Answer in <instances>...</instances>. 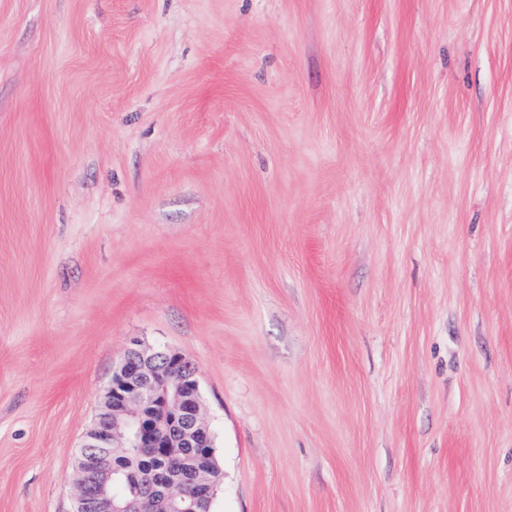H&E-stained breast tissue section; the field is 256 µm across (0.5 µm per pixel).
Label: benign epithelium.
<instances>
[{"label": "benign epithelium", "instance_id": "benign-epithelium-1", "mask_svg": "<svg viewBox=\"0 0 512 512\" xmlns=\"http://www.w3.org/2000/svg\"><path fill=\"white\" fill-rule=\"evenodd\" d=\"M137 448L159 462L184 449L181 465L156 481L143 496L123 506L109 488L122 467L114 462ZM213 440L205 423L195 370L181 355L133 340L112 368V380L93 427L86 433L76 465V512H210L218 482L209 458Z\"/></svg>", "mask_w": 512, "mask_h": 512}]
</instances>
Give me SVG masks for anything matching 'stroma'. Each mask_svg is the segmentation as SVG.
I'll list each match as a JSON object with an SVG mask.
<instances>
[{
  "instance_id": "1",
  "label": "stroma",
  "mask_w": 512,
  "mask_h": 512,
  "mask_svg": "<svg viewBox=\"0 0 512 512\" xmlns=\"http://www.w3.org/2000/svg\"><path fill=\"white\" fill-rule=\"evenodd\" d=\"M133 339L212 512H512V0H0V512Z\"/></svg>"
}]
</instances>
